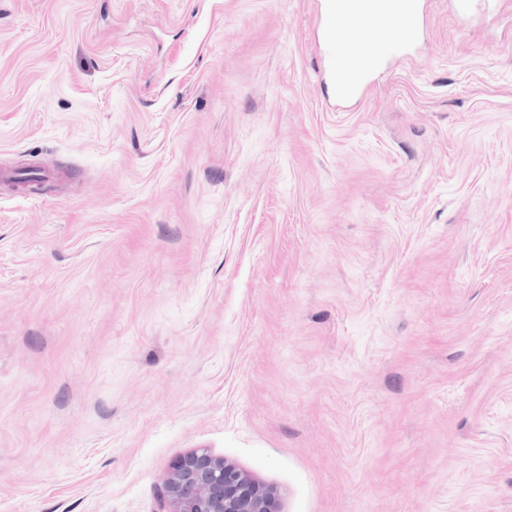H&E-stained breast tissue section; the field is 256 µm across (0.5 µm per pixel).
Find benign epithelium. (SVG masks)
<instances>
[{"mask_svg": "<svg viewBox=\"0 0 512 512\" xmlns=\"http://www.w3.org/2000/svg\"><path fill=\"white\" fill-rule=\"evenodd\" d=\"M157 512H280V493L205 448L185 454L164 481Z\"/></svg>", "mask_w": 512, "mask_h": 512, "instance_id": "7a95c632", "label": "benign epithelium"}]
</instances>
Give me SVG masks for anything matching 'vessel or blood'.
Segmentation results:
<instances>
[{"instance_id":"vessel-or-blood-1","label":"vessel or blood","mask_w":512,"mask_h":512,"mask_svg":"<svg viewBox=\"0 0 512 512\" xmlns=\"http://www.w3.org/2000/svg\"><path fill=\"white\" fill-rule=\"evenodd\" d=\"M384 13L395 16L399 28L385 43L361 47L357 20L372 23ZM423 16L424 0H319L317 38L335 64L332 84L337 97H351L368 89L385 51L407 55L420 36Z\"/></svg>"}]
</instances>
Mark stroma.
I'll return each instance as SVG.
<instances>
[{
  "instance_id": "35a3bbf8",
  "label": "stroma",
  "mask_w": 512,
  "mask_h": 512,
  "mask_svg": "<svg viewBox=\"0 0 512 512\" xmlns=\"http://www.w3.org/2000/svg\"><path fill=\"white\" fill-rule=\"evenodd\" d=\"M315 0H0V512H512V0L329 99ZM157 512H280V493L205 448L185 454L164 481Z\"/></svg>"
}]
</instances>
